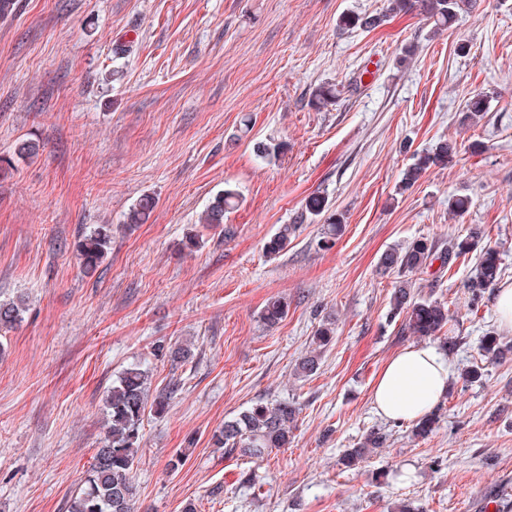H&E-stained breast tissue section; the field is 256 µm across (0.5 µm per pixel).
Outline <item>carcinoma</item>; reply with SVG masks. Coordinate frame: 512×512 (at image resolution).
I'll list each match as a JSON object with an SVG mask.
<instances>
[{
    "mask_svg": "<svg viewBox=\"0 0 512 512\" xmlns=\"http://www.w3.org/2000/svg\"><path fill=\"white\" fill-rule=\"evenodd\" d=\"M472 0H388L384 13L375 15L345 14L339 19L340 27L375 29L392 14L417 10L433 22L436 31L452 27L458 15L471 6ZM336 104V88L321 84L311 92V105L326 109ZM487 94L469 98L462 109L461 121L471 126L480 123L489 111ZM457 150V143L441 139L431 151L418 157L403 172L400 188L406 189L416 183L432 166H442ZM237 189L227 187L218 192L203 212L201 223L220 225L224 214L238 202ZM156 206V198L140 197L125 215L124 223L141 224ZM295 234V226L283 224L264 245L265 253L276 257L283 252ZM112 244V225L95 224L78 242L77 259L83 270H95L107 257ZM478 253L475 274L467 283L474 304L479 303L484 293L498 285L501 276V252L498 245L483 242V232L473 228L463 238L448 241L442 248L433 239L421 238L407 246H393L379 257L377 268L383 275L395 273V282L390 297L391 314L403 316L404 330L417 337L438 335L450 321L448 304L431 296L415 294L414 276L438 260L441 267L451 266L460 256ZM26 310L25 298L21 295L0 298V329H9L22 322ZM288 303L281 297L269 299L261 313L264 324L277 325L287 314ZM336 333L335 323L325 320L313 336L315 348L306 352L295 365L294 376L306 379L319 368L321 352L329 345ZM480 355L491 362H503L512 356V343L503 341L495 332H490L480 341ZM148 373L137 365L123 370L108 391L105 409L108 417L102 446L97 449L87 475L72 495L68 512H135L138 489L133 481V470L138 463L141 441V426L146 411L164 414L172 396L178 391L174 382L148 400ZM297 408L287 402L275 404L258 400L241 411L236 417L224 422L211 438L213 447L228 454H235L251 461H262L274 450L288 447L293 441ZM439 415L432 410L412 421L411 436L425 439L438 428ZM387 434L371 431L365 434L344 455L348 467L360 463L377 448L385 447Z\"/></svg>",
    "mask_w": 512,
    "mask_h": 512,
    "instance_id": "obj_1",
    "label": "carcinoma"
}]
</instances>
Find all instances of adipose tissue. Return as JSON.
<instances>
[{
  "label": "adipose tissue",
  "instance_id": "obj_1",
  "mask_svg": "<svg viewBox=\"0 0 512 512\" xmlns=\"http://www.w3.org/2000/svg\"><path fill=\"white\" fill-rule=\"evenodd\" d=\"M451 366L431 346H410L382 368L372 387L378 415L412 421L431 411L448 389Z\"/></svg>",
  "mask_w": 512,
  "mask_h": 512
}]
</instances>
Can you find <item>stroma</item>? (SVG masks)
<instances>
[{
  "label": "stroma",
  "instance_id": "obj_1",
  "mask_svg": "<svg viewBox=\"0 0 512 512\" xmlns=\"http://www.w3.org/2000/svg\"><path fill=\"white\" fill-rule=\"evenodd\" d=\"M386 6L16 0L0 14V293L28 299L0 334V512H67L105 435L104 398L133 363L151 393L181 383L167 413L144 419L137 512H512V362L479 354L499 320L494 291L469 302L474 260L416 277L447 301L457 342L435 434L414 440L372 406L383 365L419 342L390 313L383 250L478 226L512 282V0H477L442 33L413 13L337 27ZM325 82L338 98L318 110L309 93ZM481 92L485 118L461 125ZM443 138L457 143L447 165L399 190L413 154ZM23 140L36 156L15 157ZM270 141L281 150L267 162L255 148ZM229 186L238 206L200 224ZM453 194L471 200L463 216L448 213ZM144 195L157 200L150 218L123 228ZM313 195L344 217L332 245L324 216L305 212ZM95 224L111 225L112 247L88 275L76 245ZM282 224L295 236L268 257ZM273 296L288 313L270 328L260 313ZM328 317L336 335L316 374L295 379ZM184 343L192 358L171 361ZM474 364L481 381H464ZM260 399L296 404L293 442L251 464L214 448V431ZM373 429L386 447L343 465Z\"/></svg>",
  "mask_w": 512,
  "mask_h": 512
}]
</instances>
